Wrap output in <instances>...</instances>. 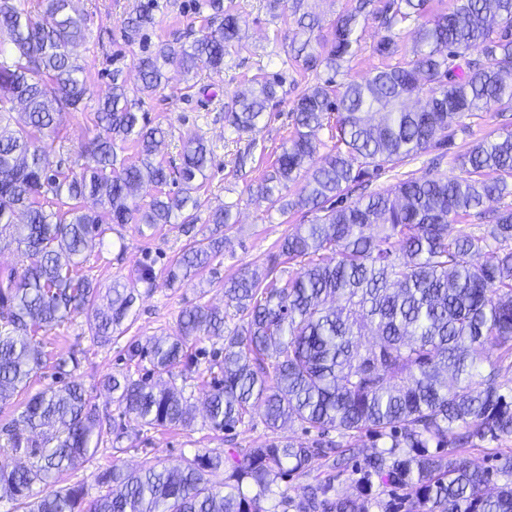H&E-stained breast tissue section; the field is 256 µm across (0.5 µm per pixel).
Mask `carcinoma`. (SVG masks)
<instances>
[{"instance_id":"carcinoma-1","label":"carcinoma","mask_w":512,"mask_h":512,"mask_svg":"<svg viewBox=\"0 0 512 512\" xmlns=\"http://www.w3.org/2000/svg\"><path fill=\"white\" fill-rule=\"evenodd\" d=\"M37 14L19 0H0V113L21 108L15 126L0 125V240L16 245L20 267L0 276V401L29 383L45 364L34 336L73 316L87 315L90 339L112 340L129 317L134 289L117 280L108 303L75 273L88 240L102 224H192L202 207L197 184L206 178L211 151L200 139L183 142L179 190L142 205L143 184L157 187L168 173L153 156L166 131L141 122L119 76L112 91L86 115L100 132L80 151L78 173L50 168L40 136L56 129V115L89 98L83 68L72 48L86 38L75 0H37ZM291 0L298 15L291 50L304 71L332 72L294 103L293 137L255 193L290 209L315 213L278 245L262 275L241 273L224 282L226 313L197 304L182 311L174 334L152 336L128 348V360L148 361L135 379L111 375L105 386L124 413L152 427H189L192 410L180 393L156 378L198 366L192 346L204 336L224 337V357L210 381L206 419L215 431L245 424L256 406L267 428L296 424L318 438L295 444L271 440L228 455L196 453L173 468L146 464L126 471L113 464L96 475L98 495L87 500L82 482L55 489L56 476L91 460L104 439L123 431L102 426L98 406L80 383L50 386L0 428L1 450L27 465L0 464V498L18 512H268L263 503L278 478L309 481L300 501L283 491L273 512H512V451L492 449L494 470L463 457L468 447L512 438V392L497 381L490 354L512 358V131L481 141L455 158L460 174L401 179L365 197L356 188L379 179L409 157L443 147L460 120L512 107V0H455L449 12L415 31L414 57L374 68L339 92L335 75L358 46L359 25L384 31L375 52L403 54L394 27L421 18L426 0H374L338 16L327 50L312 43L320 19ZM158 0H138L125 21L137 35L156 25ZM197 14L220 20L190 45L164 43L138 59L149 95L166 82V68L219 75L224 56L241 41L238 17L224 0H195ZM277 75L255 80L237 96L224 121L253 131L276 104ZM427 95L426 106L406 101ZM336 118V144L313 168L316 131ZM132 141L139 158L117 162ZM294 201L283 191L300 176ZM95 199L101 210H86ZM26 210V223L14 221ZM475 217L478 230L452 233ZM224 240L208 237L185 246L168 280L189 277L216 258ZM484 251L495 261L476 264ZM297 265L284 276L283 264ZM334 430L381 445L355 459V449L325 439ZM323 461L311 475L313 460ZM361 474L356 492L342 488L347 472ZM391 489L375 498L371 477Z\"/></svg>"}]
</instances>
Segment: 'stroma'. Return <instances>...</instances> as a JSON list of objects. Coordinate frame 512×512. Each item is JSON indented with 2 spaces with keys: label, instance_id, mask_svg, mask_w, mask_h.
<instances>
[{
  "label": "stroma",
  "instance_id": "35a3bbf8",
  "mask_svg": "<svg viewBox=\"0 0 512 512\" xmlns=\"http://www.w3.org/2000/svg\"><path fill=\"white\" fill-rule=\"evenodd\" d=\"M135 2L80 0L78 4L85 13L87 39L76 47L75 53L90 91L88 106H95L97 99L109 92L113 72H120L129 88H137L140 80L136 64L140 56L174 40L191 43L207 26L204 16L191 9L190 0H158L155 27L131 42L125 35L124 21ZM224 2L241 18L242 40L225 55L223 74L204 73L193 78L177 67H169L167 82L144 97L141 106L151 125L170 132L159 154L165 166L178 165L181 142L188 137L202 138L213 151V162L200 191L204 205L195 223L185 232L167 224L152 228L133 223L116 225L90 242L83 273L89 274L103 293L118 278L132 284L136 300L129 318L121 332L105 345L91 342L82 314L40 332L38 339L46 355V366L32 376L24 391L0 402L1 425L18 416L32 395L54 384L57 362L72 356L78 358L73 378L98 405L104 425L123 429L124 437L119 450L100 449L78 469L62 473L57 479L58 486L80 481L93 496L98 492L96 474L114 463L129 469L145 462L173 467L198 452L240 451L274 437L294 443L309 439L308 433L297 426L270 431L258 415L233 432L212 431L204 418L210 385L195 373L172 380L195 416L188 428L142 426L124 414L104 385L107 376L130 370L126 349L131 343L174 332L181 312L191 305L224 307L225 281L248 269L262 270L276 254L279 242L304 221L302 212L297 210L281 214L277 207L256 195L255 187L270 173L273 161L291 135L294 100L308 86L325 79L327 73L303 71L289 54L288 45L297 29L290 11H270L268 0ZM381 35L372 22L359 29L358 49L336 75L337 84L362 80L380 65L374 47ZM275 73L283 81L278 103L268 109L254 131L241 135L233 132L224 114L235 97L251 89L255 77ZM506 128L512 130L510 110L463 119L436 170L451 177L457 175L454 159L458 153ZM57 131L50 164L67 172L77 171L79 151L95 136V128L86 120L84 111L67 109L60 114ZM246 151L251 154L250 160L246 167H238L237 157ZM226 205L231 208L233 223L220 230L224 235L222 255L191 278L167 283L171 260L190 241L213 235L217 230L209 223V214ZM147 261L152 262L155 274L150 285L138 279L140 268Z\"/></svg>",
  "mask_w": 512,
  "mask_h": 512
}]
</instances>
